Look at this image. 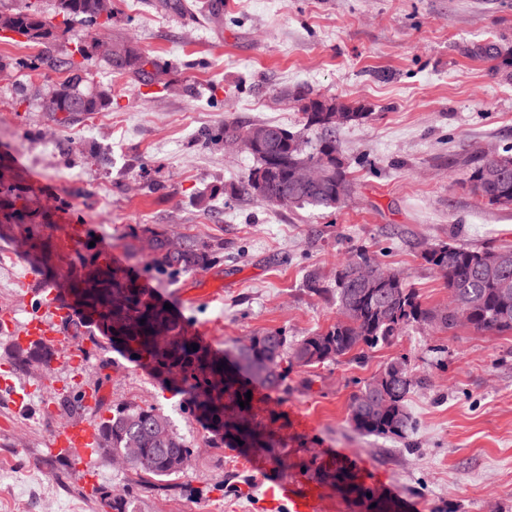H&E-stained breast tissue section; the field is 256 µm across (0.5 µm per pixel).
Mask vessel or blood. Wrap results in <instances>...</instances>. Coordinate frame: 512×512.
Returning a JSON list of instances; mask_svg holds the SVG:
<instances>
[{
  "instance_id": "b4317fda",
  "label": "vessel or blood",
  "mask_w": 512,
  "mask_h": 512,
  "mask_svg": "<svg viewBox=\"0 0 512 512\" xmlns=\"http://www.w3.org/2000/svg\"><path fill=\"white\" fill-rule=\"evenodd\" d=\"M15 335L19 344L25 345L37 340L51 342L55 333L43 321L41 310L36 309L21 327L16 328ZM50 446L58 452L68 448L83 449L84 455L77 463L76 470L88 487L97 486V433L93 427L81 426L57 431ZM247 466L250 471L258 473L265 486L264 504L268 512H279L283 507L288 512H326L327 503L320 486H295L287 479L274 475L272 464L258 456L248 457Z\"/></svg>"
}]
</instances>
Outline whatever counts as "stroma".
<instances>
[{"label":"stroma","instance_id":"35a3bbf8","mask_svg":"<svg viewBox=\"0 0 512 512\" xmlns=\"http://www.w3.org/2000/svg\"><path fill=\"white\" fill-rule=\"evenodd\" d=\"M114 0L113 35L174 63L168 91L138 87L98 61L96 85L111 89L112 109L72 116L61 126L40 101L58 72L28 77L16 63L27 44L0 38V165L37 201L53 203L45 223L0 224V321H25L38 292L19 282L49 260L64 280L78 259L75 240L93 238L138 284L189 326L207 331L215 349L233 351L267 330L298 340L339 316L332 295H310L307 275L334 287L336 272L358 248L405 272L422 303L448 304L443 279L422 252L455 243L512 245V208L479 203L466 177L475 158L512 146V67L474 58L473 44L512 47V0ZM220 20H212L211 10ZM368 113L337 139L353 192L329 210L282 209L236 188L256 167L248 152L207 142L227 121L301 127L297 87ZM159 229L224 242V260L170 277L128 258L131 229ZM73 340L57 337L50 379L40 368L12 374L37 391L28 411L0 389V512H103L74 471V457L48 449L69 425L54 403L75 385L100 384L106 402L153 404L199 454L178 482L184 492L145 494L129 512H265L263 486L245 451L206 448L207 433L180 396L151 371L109 349V380L97 361L73 369ZM407 359L416 382L407 407L416 421L404 439L365 436L349 420L361 386L387 363ZM255 420L270 421L287 456L284 477L309 481L300 461L342 450L365 459L359 476L381 473L420 512H512V335L458 326L404 330L392 345L288 376V389L256 385Z\"/></svg>","mask_w":512,"mask_h":512}]
</instances>
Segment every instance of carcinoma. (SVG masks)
Returning <instances> with one entry per match:
<instances>
[{
	"label": "carcinoma",
	"instance_id": "cac0c4a2",
	"mask_svg": "<svg viewBox=\"0 0 512 512\" xmlns=\"http://www.w3.org/2000/svg\"><path fill=\"white\" fill-rule=\"evenodd\" d=\"M56 12L63 20H79L86 26L81 35L72 38L68 31L58 27L47 17L37 0H28L20 9L0 11V36L19 37L27 43L42 46L41 53L17 65L31 73L43 69L62 71L66 77L48 89L58 98L62 117L56 122L63 125L73 112H102L112 107V93L94 85L89 78L88 62L98 59L119 75L145 86L165 83L172 64L138 48L131 40L112 35L114 9L103 11V0H56ZM75 40L74 48H63L62 42ZM98 41L112 46V54L96 56L92 52ZM471 54L512 67V50L498 44H477ZM293 96L307 101L301 109L308 127L322 131L317 146L308 150L300 137L271 124L241 126L226 122L206 135L210 142L239 138L250 133L269 130L275 137L269 142H257L246 148L258 159L240 190L256 195L253 179L264 180L262 202L288 192L286 209L309 207L333 209L344 203L352 192L336 131L341 127L368 117L361 106H353L336 98L312 97L305 88H297ZM319 163L326 170L320 185L296 187L293 174L302 164ZM470 191L478 201L489 205L512 206V148L492 157H481L468 173ZM0 224H30L37 215L31 207L32 198L20 181L8 172L0 173ZM131 242L124 245L132 256L143 252V239L151 240L153 256L148 264L154 270L167 274L204 270L224 257V242L196 236L184 237L185 252L179 258L169 255L166 232L150 230L143 235L136 230L128 234ZM422 259L444 280L448 288V306L431 309L422 305L416 291L406 285V274L398 270L397 284L391 288L389 303H377V289L362 288L354 266L380 265L377 258L365 249L355 250L341 266L336 279L345 280L335 288L336 306L349 308L347 320H338L326 331L308 336L296 343L288 341L285 332L267 331L251 337L247 351L236 349L232 364L209 348L197 345L182 321L151 294L95 251L83 262L79 271L67 277L70 288L85 299V307L99 315L98 322L83 316L63 321V328L77 341L82 358L88 351L84 342L103 349L113 344V337L103 329L105 318L112 319L121 336L119 349L141 366L148 368L168 387L183 397L189 415L208 433L212 447L221 449L230 439L243 438L242 447L277 456L279 440L272 431L255 423L250 416L251 406L240 407L238 399H246L247 389L241 385L245 376L271 390L288 387V372L294 367L335 362L351 354L361 355L369 349L390 345L402 331L414 324L452 329L456 323L448 321L453 309L469 314L466 325L478 333H512V247L469 248L456 244H442L422 254ZM164 333L167 344L157 348L149 336ZM52 349L43 342H33L22 349L13 344L9 360L13 368L27 371L32 363L42 359L50 366ZM396 362H390L382 372L364 383L353 395L349 415L354 429L361 434L377 437L404 438L412 428V417L407 409L406 397L410 389L395 378ZM377 386H386L394 392V405L383 415L364 408V401ZM85 391L70 390L57 399L64 413L86 410ZM110 416L98 423V447L108 448L119 455L130 445L140 448L139 456L128 464L127 483L117 492L100 491V498L112 512H127L129 502L143 492L162 490L173 493L177 484L169 482L172 476L183 474L180 456L190 451L184 438L173 428L169 418L154 406L142 407L131 402H118L109 409ZM324 477L343 485L350 494H360L367 501L378 503L367 496L369 489L360 487L346 475L334 471Z\"/></svg>",
	"mask_w": 512,
	"mask_h": 512
}]
</instances>
